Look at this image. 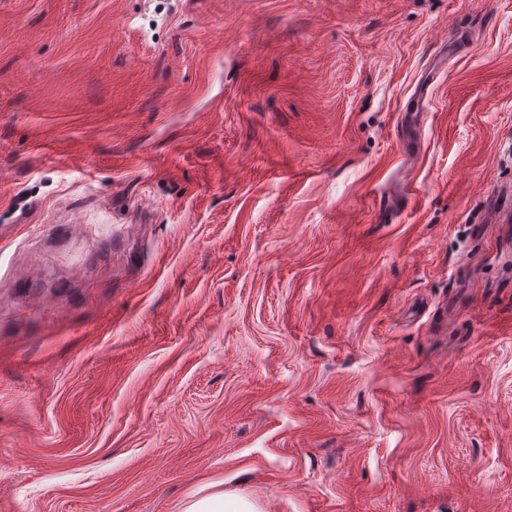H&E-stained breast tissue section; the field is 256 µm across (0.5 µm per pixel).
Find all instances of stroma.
<instances>
[{
    "instance_id": "obj_1",
    "label": "stroma",
    "mask_w": 512,
    "mask_h": 512,
    "mask_svg": "<svg viewBox=\"0 0 512 512\" xmlns=\"http://www.w3.org/2000/svg\"><path fill=\"white\" fill-rule=\"evenodd\" d=\"M501 210L512 0H0V512H512Z\"/></svg>"
}]
</instances>
